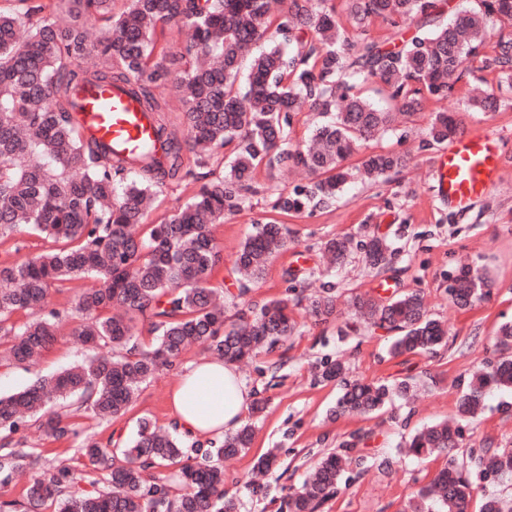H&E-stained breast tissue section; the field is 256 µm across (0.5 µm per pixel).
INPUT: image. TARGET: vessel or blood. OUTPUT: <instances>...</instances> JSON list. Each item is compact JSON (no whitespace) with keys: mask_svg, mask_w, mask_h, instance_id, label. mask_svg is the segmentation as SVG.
I'll return each mask as SVG.
<instances>
[{"mask_svg":"<svg viewBox=\"0 0 512 512\" xmlns=\"http://www.w3.org/2000/svg\"><path fill=\"white\" fill-rule=\"evenodd\" d=\"M76 116L85 133L125 158L138 156L155 140V127L136 99L110 86L75 94ZM499 141L475 129L453 140L440 155L433 177L438 195L457 210L469 208L500 179Z\"/></svg>","mask_w":512,"mask_h":512,"instance_id":"vessel-or-blood-1","label":"vessel or blood"}]
</instances>
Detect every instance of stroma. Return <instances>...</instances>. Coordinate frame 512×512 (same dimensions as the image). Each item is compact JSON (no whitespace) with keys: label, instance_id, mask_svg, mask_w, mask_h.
Here are the masks:
<instances>
[{"label":"stroma","instance_id":"stroma-1","mask_svg":"<svg viewBox=\"0 0 512 512\" xmlns=\"http://www.w3.org/2000/svg\"><path fill=\"white\" fill-rule=\"evenodd\" d=\"M493 91L503 105L493 112H477L469 105L476 86ZM448 112L462 130L482 128L495 133L502 145L501 178L465 211L448 208L436 195L432 171L440 148L420 149L425 128L435 112ZM397 133L370 144L372 151H392L407 156L400 172L376 182L357 180L345 186L335 204L314 212L281 216L289 230L290 243L267 264L263 278L248 293L233 272V260L255 222L271 216L278 193L292 189L297 173L284 170L275 176L258 172L255 180L264 191L250 208L225 216L213 227L224 264L213 276L224 292L227 318H235L244 304L260 305L282 297H300V334L288 338L273 351H260L238 372L255 397L264 399L263 412L248 415L253 441L246 452L226 458L224 489L233 496L237 512H279L280 500L301 486L315 462L336 451L349 435L359 433L365 441L356 452L366 458L365 469L347 467L339 492L319 512H411L414 492L431 482L444 466L445 456H413L409 438L423 427L446 423L463 429L456 448L458 458L486 446L512 448V391L487 395L476 417L458 410V400L473 376L486 370L497 353L493 337L499 325L512 321V87L499 84L496 73L483 71L480 80L464 77L452 98L430 99L422 112L398 118ZM189 174L182 181L162 187L147 223L156 224L176 213L198 191L224 172L225 159L216 155L205 167L195 166L191 153H184ZM345 235L350 240L343 264L330 266L323 251L326 240ZM391 245L388 265L371 268L365 258L364 242L370 236ZM49 239L28 229L0 238V264L23 261L49 249ZM463 265L483 270L491 282V294L481 303L458 308L448 296V279ZM289 268L301 269V276L285 277ZM92 279H76L53 288L50 307L63 312L53 348L36 364L0 369V394L21 390L33 379L48 376L84 359L86 348L74 336L82 316L73 308L81 289ZM336 291L335 318L315 323L308 300L323 286ZM419 291L433 318L448 327L447 342L432 353L391 356L394 334L357 315L351 299L370 295L390 299L406 291ZM202 346L188 347L172 367L144 383L139 395L122 417L100 420L91 413L79 415L81 432L95 433L100 442L126 441L137 432V422L148 418L161 427L169 426L168 395L193 362L207 356ZM342 360L344 381L319 377L320 365ZM408 381L407 398L394 400L380 413L364 417L334 415L343 382L367 381L393 384ZM29 446L41 451L48 465L72 466L76 478H83L75 465L79 440L51 443L37 424L25 432ZM275 453L278 465L259 475L254 466L267 453ZM392 458L391 467L380 464ZM272 487L270 496L252 494L246 487L251 479Z\"/></svg>","mask_w":512,"mask_h":512}]
</instances>
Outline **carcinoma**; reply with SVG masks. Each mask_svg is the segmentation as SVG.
Returning a JSON list of instances; mask_svg holds the SVG:
<instances>
[{"label": "carcinoma", "instance_id": "obj_1", "mask_svg": "<svg viewBox=\"0 0 512 512\" xmlns=\"http://www.w3.org/2000/svg\"><path fill=\"white\" fill-rule=\"evenodd\" d=\"M23 8L0 11V238L29 227L57 244L48 252L0 267V278L12 287L0 289V342L9 363L29 365L55 343L61 312L46 309L52 286L85 276L99 286L76 294L75 310L84 320L73 335L94 355L49 379L0 396V486L17 476L46 469L42 456L14 438L36 418L53 441L79 436L75 418L89 411L116 418L129 410L141 385L169 367L190 344L198 343L238 363L263 345L274 347L297 329L293 308L275 299L248 309L226 323L216 303L212 274L223 262L212 224L224 213L251 206L257 194L253 179L283 166L302 167L313 175L291 192L278 195L272 210L284 213L316 210L336 199L342 185L358 172L380 179L404 167L403 155L371 152L355 166L347 161L369 148L376 137L393 129V112L412 116L428 99H449L456 82L472 73L470 63L512 85V37L498 35L493 53L480 56L487 39L506 21L512 22V0H477V7L393 48H384L368 34L382 18L397 27L413 23L421 29L443 13L442 0H345L355 23L349 35L336 21L332 0H282L270 17L269 0H128L120 14H110L112 0H63V23L39 16L42 5L17 0ZM109 15L103 39L88 40L85 19ZM181 23L193 30L186 54L196 62L179 70L166 57L154 60L158 25ZM28 30L26 40L15 38ZM267 46L252 54L260 42ZM96 55L89 69L84 60ZM177 84L187 138L181 140L164 113L168 103L149 85ZM123 86L155 125L163 151L158 160L142 152L138 170L129 161L85 136L73 118V90L78 85ZM380 86L394 111L379 108L365 94V85ZM308 102L321 120L310 144L288 147L295 112ZM459 130L455 118L438 112L424 146H442ZM231 159L224 174L204 185L178 212L148 225L146 237L134 235L162 186L180 181L183 152L204 167L220 150ZM288 228L274 219L261 222L244 241L234 269L249 285L259 281L267 260L288 248ZM387 244L377 237L366 243L369 265L387 262ZM451 301L469 307L485 300L490 282L470 268L454 277ZM332 289L311 302V311L333 315ZM359 311L378 325L399 332L390 346L394 356L432 352L448 329L432 318L423 297L414 291L394 299L357 297ZM19 312L34 318L21 324ZM151 319L154 344L143 346L135 320ZM497 362L477 375L459 398L462 414L474 416L494 390H512V322L501 324L494 337ZM405 382L388 386L355 383L336 403V414L370 416L393 397L407 396ZM248 425L224 437L191 444L153 424L139 421L134 438L108 448L88 436L78 452L87 485L75 480L65 464L33 480L19 499L0 500V512H236L224 491L221 461L251 447ZM461 428L428 426L410 437L417 456L446 457L431 483L418 489L412 512H425L427 500L438 512H469L473 483L454 454ZM362 436L339 444L340 453L320 458L311 477L288 495V512H316L338 492L344 466ZM483 476L512 480V448L471 456ZM480 512H512V498L485 497Z\"/></svg>", "mask_w": 512, "mask_h": 512}]
</instances>
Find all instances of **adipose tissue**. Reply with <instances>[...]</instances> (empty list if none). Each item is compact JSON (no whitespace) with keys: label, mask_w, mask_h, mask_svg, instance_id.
Segmentation results:
<instances>
[{"label":"adipose tissue","mask_w":512,"mask_h":512,"mask_svg":"<svg viewBox=\"0 0 512 512\" xmlns=\"http://www.w3.org/2000/svg\"><path fill=\"white\" fill-rule=\"evenodd\" d=\"M252 403L235 367L221 359H200L169 394L173 423L193 438H222L236 431Z\"/></svg>","instance_id":"1"}]
</instances>
